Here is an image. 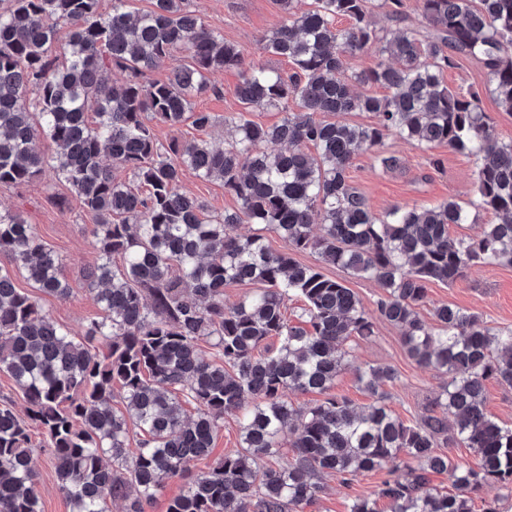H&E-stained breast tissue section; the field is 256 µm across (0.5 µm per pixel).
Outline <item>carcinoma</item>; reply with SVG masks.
<instances>
[{
    "label": "carcinoma",
    "instance_id": "cac0c4a2",
    "mask_svg": "<svg viewBox=\"0 0 512 512\" xmlns=\"http://www.w3.org/2000/svg\"><path fill=\"white\" fill-rule=\"evenodd\" d=\"M99 2L0 0V188L47 170L68 185L95 220L101 262L84 278L104 312L77 336L17 288L24 273L46 295L71 292L62 260L33 225L0 211V254L9 259L0 262V372L28 404L24 420L0 402V512H39L32 423L44 432L72 512H106L115 500L126 512H144L165 477L209 457L226 415L240 422L241 448L196 475L167 512H304L323 493V475L349 485L378 469L389 478L377 497L356 499L350 512H379L380 498L391 512H500L496 500L476 510V498L488 484L512 485V427L484 409L485 381L512 387V330L449 304L434 307L430 324L418 307L431 283H452L477 264L512 265V141L499 139L478 91L443 83L458 59H474L512 112V0H421L426 30L407 26L389 40L369 0H313L300 13L295 0H278L286 19L262 44L291 63L285 74L246 61L183 0H152L136 14L127 0H112L107 14ZM382 7L406 22L403 0ZM339 18L348 26L337 27ZM61 22L69 33L59 47ZM375 44L391 62L354 80L387 94H356L345 57ZM160 67L166 79L147 80ZM112 68L126 73L121 83L105 78ZM226 70L238 72L245 111L278 109L281 122L226 116L231 141L222 148L160 142L152 121L198 131L214 125L192 98L214 90L210 75ZM345 112H372L379 122L317 118ZM391 132L474 157L478 207L497 223L476 239L450 235L449 226L470 219L468 204L455 199L374 214L347 172L357 152L381 147ZM42 139L56 145L54 154L41 152ZM308 145L317 156L304 151ZM116 166L132 180H117ZM187 169L221 183L236 208L205 214L181 190ZM240 224L262 225L285 250L270 249L261 235L240 236ZM307 251L321 265L296 259ZM325 265L377 282L375 309L329 278ZM239 283L255 289L225 308L224 288ZM292 296L303 302L296 324L287 316ZM376 317L400 329L416 364L448 376L415 423L394 414L380 392L396 379L391 367L359 371L369 397L360 411L329 394L344 342L374 336ZM271 338L278 345L269 350ZM201 341L216 349L215 359L201 356ZM116 385L120 410L112 405ZM287 390L327 398L296 409ZM132 426L141 433L133 452ZM286 429L294 455L281 462ZM459 446L474 453L476 466L443 452ZM439 476L452 490L432 485Z\"/></svg>",
    "mask_w": 512,
    "mask_h": 512
}]
</instances>
